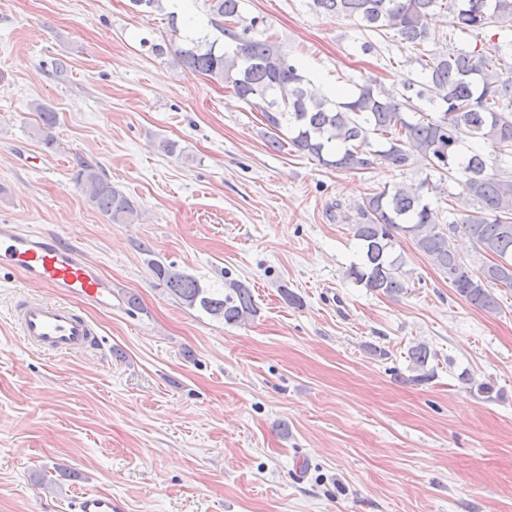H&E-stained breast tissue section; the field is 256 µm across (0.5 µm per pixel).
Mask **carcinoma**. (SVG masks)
<instances>
[{
    "label": "carcinoma",
    "mask_w": 512,
    "mask_h": 512,
    "mask_svg": "<svg viewBox=\"0 0 512 512\" xmlns=\"http://www.w3.org/2000/svg\"><path fill=\"white\" fill-rule=\"evenodd\" d=\"M331 18L355 19L381 37L393 32L420 50L417 62L422 80L407 78L402 91L389 94L371 83L355 86L341 100L319 96L299 62L271 36L256 30L257 19L239 25V0H214L212 25L227 39L209 35L187 37L175 52L178 62L210 79L223 82L241 99L263 103L260 112L272 130L268 146L280 151L289 145L315 158L325 168L363 171L383 161L392 168L408 166L419 155L436 171L456 172L461 195L474 210L448 225H435L429 203L417 190L401 184L386 185L365 197L356 208L354 237L360 241L359 261L347 277L390 298L407 293V271L395 254L398 239L409 235L417 249L448 275L454 292L472 306L494 313L499 303L493 289L512 288V171L500 167L512 154V42H494L486 35L493 23L512 21V0H312ZM452 17L453 31L475 41L471 49L432 52L424 46L435 40L429 20L436 10ZM426 98L440 109L431 118L416 108L414 99ZM29 109L40 123L35 134L48 148L56 112L33 101ZM490 147L485 153L461 148L462 136ZM86 202L114 224H132L138 210L91 164L76 175ZM468 237L492 257L477 269L459 257L453 236ZM153 271L167 292L189 308L199 307L226 325H241L259 313L249 287L229 280L220 289L205 288L194 276L172 265L152 262ZM413 380L435 377L430 361L436 358L425 344L408 350Z\"/></svg>",
    "instance_id": "carcinoma-1"
}]
</instances>
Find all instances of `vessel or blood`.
Returning a JSON list of instances; mask_svg holds the SVG:
<instances>
[{"instance_id":"b4317fda","label":"vessel or blood","mask_w":512,"mask_h":512,"mask_svg":"<svg viewBox=\"0 0 512 512\" xmlns=\"http://www.w3.org/2000/svg\"><path fill=\"white\" fill-rule=\"evenodd\" d=\"M18 271L29 282L53 289V300L17 304L11 317L24 341L48 354L66 357L93 348L97 333L83 307H112V283L83 250L54 234L0 224V270ZM76 512H115L111 494L85 493Z\"/></svg>"}]
</instances>
